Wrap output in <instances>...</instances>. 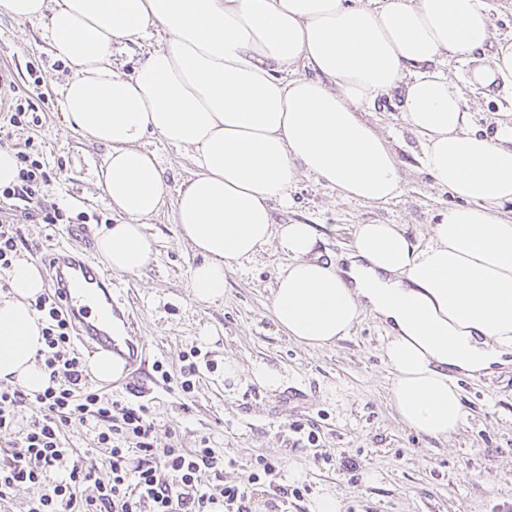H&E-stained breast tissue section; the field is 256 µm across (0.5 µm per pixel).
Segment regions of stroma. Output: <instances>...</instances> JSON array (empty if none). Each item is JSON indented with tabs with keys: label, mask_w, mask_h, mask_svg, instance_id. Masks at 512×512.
Returning a JSON list of instances; mask_svg holds the SVG:
<instances>
[{
	"label": "stroma",
	"mask_w": 512,
	"mask_h": 512,
	"mask_svg": "<svg viewBox=\"0 0 512 512\" xmlns=\"http://www.w3.org/2000/svg\"><path fill=\"white\" fill-rule=\"evenodd\" d=\"M0 61L11 68L7 107L24 106L38 121L20 131L4 124L0 109V148L23 151L25 140L42 150L49 182L45 205L60 208L66 221L42 224L0 209V221L13 223L23 242L19 255L33 262L58 245L77 249L98 261L96 232L120 217L101 199L94 171L107 149L67 123L61 90L71 75L66 60L52 50L42 22L19 21L0 14ZM469 64L448 60V76L461 89L475 128L494 135L505 112L512 113V91L490 95L468 84ZM368 120L391 144L402 173V193L385 204L345 201L335 190L302 175L290 187L288 206L272 203L275 223L316 225L323 257L341 254L359 224L401 225L413 243L425 244L431 227L455 199L436 185L418 159V138L411 130L398 95H381ZM163 169L165 204L148 224L153 254L140 273H116L114 300L140 344L141 364L118 381L100 384L103 394L124 396L129 388L148 389L156 421L157 447H197L209 439L224 454L222 483L241 479L260 462L279 464L277 482L302 488L299 499L273 497L268 485L256 486L252 512H310L321 495L336 496L341 512H512V364L489 377H460L466 419L448 440L436 441L405 426L389 397L391 372L383 356L386 332L364 314L352 333L336 343L310 348L294 341L275 323L271 292L288 258L267 246L244 267L226 272L223 302L204 306L189 288L198 258L178 236L173 202L196 170L189 151L149 138ZM213 342L199 343L202 328ZM199 348V380L192 392L177 382L181 356ZM243 368L238 378L224 375L226 360ZM163 362L172 376L164 382L154 370ZM265 364L279 370L281 383L268 388L250 369ZM299 390L303 398L289 401ZM316 443H309V433ZM329 453L330 462L317 461ZM347 456L355 470L340 467Z\"/></svg>",
	"instance_id": "obj_1"
}]
</instances>
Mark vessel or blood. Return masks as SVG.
<instances>
[{
  "label": "vessel or blood",
  "mask_w": 512,
  "mask_h": 512,
  "mask_svg": "<svg viewBox=\"0 0 512 512\" xmlns=\"http://www.w3.org/2000/svg\"><path fill=\"white\" fill-rule=\"evenodd\" d=\"M60 287L61 305L78 323L82 340L95 345L98 351L133 364L138 348L126 337L115 335L111 322L94 316L95 303L112 297V280L107 270L92 265L62 248L51 256Z\"/></svg>",
  "instance_id": "b4317fda"
}]
</instances>
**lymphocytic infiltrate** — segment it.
<instances>
[{
  "instance_id": "1",
  "label": "lymphocytic infiltrate",
  "mask_w": 512,
  "mask_h": 512,
  "mask_svg": "<svg viewBox=\"0 0 512 512\" xmlns=\"http://www.w3.org/2000/svg\"><path fill=\"white\" fill-rule=\"evenodd\" d=\"M20 158L17 180L0 187V202L25 217L58 223L62 212L43 209L40 199L48 182L42 154L26 150ZM35 308L45 323L43 362L50 384L32 397L0 388V432L17 436L0 465V501L23 485L38 490L28 512H214L218 503L223 512H251L253 490L273 481L275 463L249 470L238 483L211 493L213 480L224 471L223 455L204 440L190 449L156 447L147 401L106 397L88 385L74 322L58 295L40 296ZM30 403L37 413L21 420ZM76 422L87 428L92 449L104 451L112 474L108 481L96 478L93 464L66 448L64 430Z\"/></svg>"
}]
</instances>
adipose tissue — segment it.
<instances>
[{
  "instance_id": "adipose-tissue-1",
  "label": "adipose tissue",
  "mask_w": 512,
  "mask_h": 512,
  "mask_svg": "<svg viewBox=\"0 0 512 512\" xmlns=\"http://www.w3.org/2000/svg\"><path fill=\"white\" fill-rule=\"evenodd\" d=\"M0 13L44 21L73 75L68 124L107 147L98 185L121 223L96 236L103 263L136 274L152 257L146 225L166 185L146 137L191 150L197 168L177 194L175 223L200 261L193 300L224 298V276L268 244L288 258L271 312L289 337L322 347L363 314L383 323L390 400L399 419L436 440L465 418L457 381L512 359V123L480 136L447 56L475 61L472 83L512 85V41L497 40L485 0H0ZM160 33L131 74L112 47ZM303 64L307 76L286 77ZM418 136L421 162L457 197L428 243L396 224L357 225L324 260L312 224H277L298 172L347 200L385 203L401 191L385 137L364 112L392 91ZM0 293V381L34 395L49 384L38 355L39 267L17 259Z\"/></svg>"
}]
</instances>
